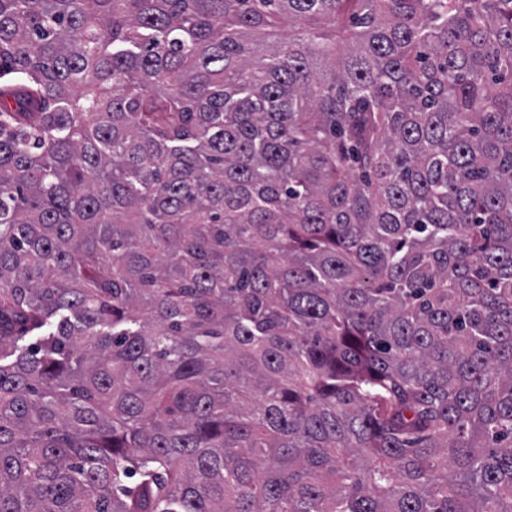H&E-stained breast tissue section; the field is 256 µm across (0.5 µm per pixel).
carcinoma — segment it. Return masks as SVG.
Segmentation results:
<instances>
[{
	"instance_id": "1",
	"label": "carcinoma",
	"mask_w": 512,
	"mask_h": 512,
	"mask_svg": "<svg viewBox=\"0 0 512 512\" xmlns=\"http://www.w3.org/2000/svg\"><path fill=\"white\" fill-rule=\"evenodd\" d=\"M0 512H512V0H0Z\"/></svg>"
}]
</instances>
